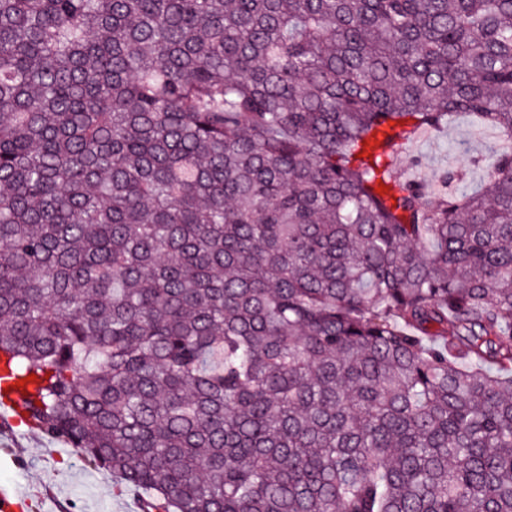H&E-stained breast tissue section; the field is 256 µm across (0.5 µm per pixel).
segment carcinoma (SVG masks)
<instances>
[{
    "mask_svg": "<svg viewBox=\"0 0 512 512\" xmlns=\"http://www.w3.org/2000/svg\"><path fill=\"white\" fill-rule=\"evenodd\" d=\"M0 366L141 512H512V0H0ZM496 140L493 130L478 129L468 114H456L448 127L427 128L408 141L396 158V174L403 182L422 185L429 197L441 192V176L448 171H466V187L479 188L485 172L470 166L469 158L484 155Z\"/></svg>",
    "mask_w": 512,
    "mask_h": 512,
    "instance_id": "cac0c4a2",
    "label": "carcinoma"
}]
</instances>
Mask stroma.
<instances>
[{"label":"stroma","instance_id":"obj_1","mask_svg":"<svg viewBox=\"0 0 512 512\" xmlns=\"http://www.w3.org/2000/svg\"><path fill=\"white\" fill-rule=\"evenodd\" d=\"M497 135L479 129L468 114H456L448 126L427 129L408 141L396 159L401 181L417 183L437 196L449 171L467 174L475 189L485 180L470 157L485 154ZM0 484L17 488L19 512H139L136 495L116 487L111 476L86 464L73 450L23 426L0 428Z\"/></svg>","mask_w":512,"mask_h":512}]
</instances>
